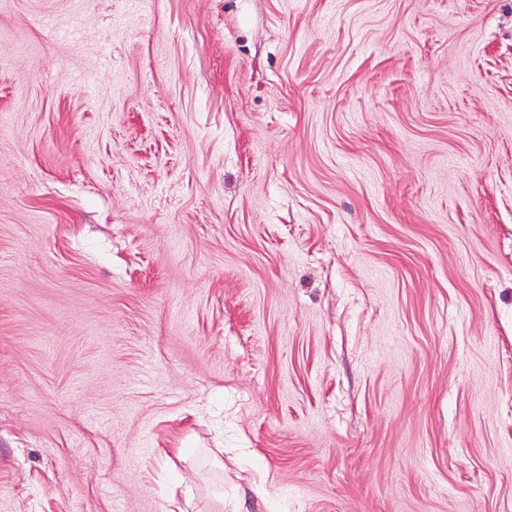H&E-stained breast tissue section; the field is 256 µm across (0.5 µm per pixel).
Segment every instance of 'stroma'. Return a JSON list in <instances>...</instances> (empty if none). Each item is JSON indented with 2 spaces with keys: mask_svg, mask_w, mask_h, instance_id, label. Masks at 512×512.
Returning <instances> with one entry per match:
<instances>
[{
  "mask_svg": "<svg viewBox=\"0 0 512 512\" xmlns=\"http://www.w3.org/2000/svg\"><path fill=\"white\" fill-rule=\"evenodd\" d=\"M512 512V0H0V512Z\"/></svg>",
  "mask_w": 512,
  "mask_h": 512,
  "instance_id": "1",
  "label": "stroma"
}]
</instances>
